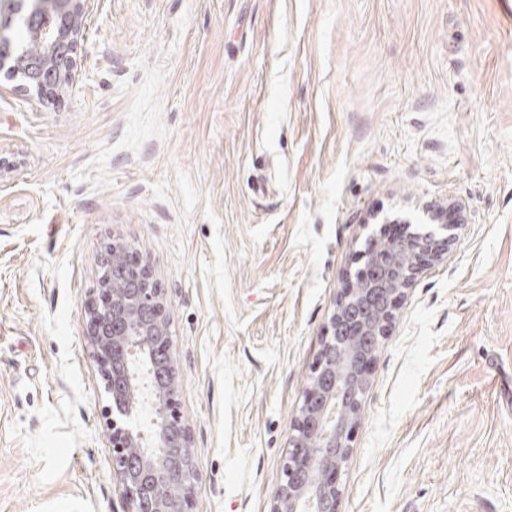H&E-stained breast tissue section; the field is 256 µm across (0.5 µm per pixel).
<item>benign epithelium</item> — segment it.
Returning a JSON list of instances; mask_svg holds the SVG:
<instances>
[{
    "label": "benign epithelium",
    "instance_id": "obj_1",
    "mask_svg": "<svg viewBox=\"0 0 512 512\" xmlns=\"http://www.w3.org/2000/svg\"><path fill=\"white\" fill-rule=\"evenodd\" d=\"M91 2L0 0V69L23 78L20 88L57 98L69 93L80 80L76 56ZM17 23L28 31L25 43L13 38ZM454 238V227L439 224L388 243L362 287L349 288L335 300L271 512H340L339 475L353 451L354 429L372 386L370 368L397 299L422 263L447 253ZM108 263L123 264L129 284L116 286L102 272L97 297L88 307L86 335L109 379L103 418L112 431V469L130 512H191V437L175 406L178 380L166 296L124 242H112ZM136 352L150 362L145 373ZM143 409L152 414L148 432L132 424Z\"/></svg>",
    "mask_w": 512,
    "mask_h": 512
}]
</instances>
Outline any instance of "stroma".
Instances as JSON below:
<instances>
[{"label": "stroma", "instance_id": "1", "mask_svg": "<svg viewBox=\"0 0 512 512\" xmlns=\"http://www.w3.org/2000/svg\"><path fill=\"white\" fill-rule=\"evenodd\" d=\"M82 80L0 76V512H128L85 335L118 238L168 304L191 512H270L383 223L397 301L340 512H512V0H95Z\"/></svg>", "mask_w": 512, "mask_h": 512}]
</instances>
